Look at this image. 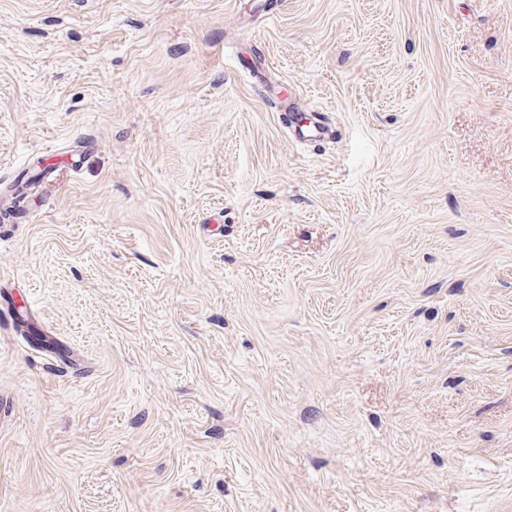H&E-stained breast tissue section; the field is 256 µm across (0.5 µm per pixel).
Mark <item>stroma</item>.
Wrapping results in <instances>:
<instances>
[{"instance_id":"35a3bbf8","label":"stroma","mask_w":512,"mask_h":512,"mask_svg":"<svg viewBox=\"0 0 512 512\" xmlns=\"http://www.w3.org/2000/svg\"><path fill=\"white\" fill-rule=\"evenodd\" d=\"M39 156L0 512L512 505V0H0Z\"/></svg>"}]
</instances>
